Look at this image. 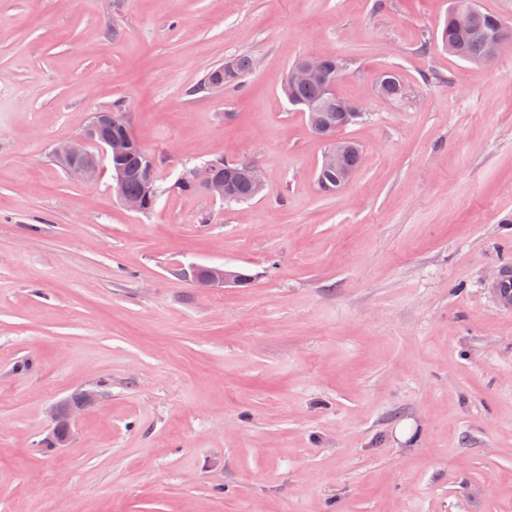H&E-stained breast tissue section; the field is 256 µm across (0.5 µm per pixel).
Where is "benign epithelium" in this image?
Masks as SVG:
<instances>
[{"instance_id": "benign-epithelium-1", "label": "benign epithelium", "mask_w": 512, "mask_h": 512, "mask_svg": "<svg viewBox=\"0 0 512 512\" xmlns=\"http://www.w3.org/2000/svg\"><path fill=\"white\" fill-rule=\"evenodd\" d=\"M486 39L490 43V53L479 62L481 67L497 59L506 45L512 42L497 33L486 34ZM291 77L296 83L321 82L330 90L335 88L333 81L327 78V68L320 57L301 59L295 64ZM136 146L138 142L127 123L120 121L116 114L94 112L82 133L70 141L55 145L51 157L71 178L93 186L101 176L100 162L93 148H99L102 154L110 159ZM355 151L357 148L349 141L337 139L323 157L322 172L325 175L336 173L335 184L338 190L350 181V171L345 166V160ZM144 158L147 161V173L142 175L143 192L136 196L124 191L128 173L120 167L112 168L113 192L127 209L139 213L148 212L149 202L155 200L158 195L156 180L151 176V172L155 170L156 161L147 153L144 154ZM237 173L256 187L264 184L263 168L253 161L241 162ZM201 179L200 167L186 168L177 177L175 185L184 186L188 183L194 185ZM203 191L213 198L224 200L231 193V188L224 184V177L212 175L204 180ZM186 275L203 288H224L230 284L236 285L243 279V274L237 271L212 266H192ZM78 396V406L73 407L70 401L66 400L50 410V434L53 443L58 446L65 447L70 443L76 412L94 406L99 394L94 389H83L78 392Z\"/></svg>"}]
</instances>
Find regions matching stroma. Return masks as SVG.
Wrapping results in <instances>:
<instances>
[{"label":"stroma","mask_w":512,"mask_h":512,"mask_svg":"<svg viewBox=\"0 0 512 512\" xmlns=\"http://www.w3.org/2000/svg\"><path fill=\"white\" fill-rule=\"evenodd\" d=\"M449 3L0 0V512H512V52L449 54ZM239 55L241 87L199 91ZM327 55L365 108L332 194L282 93ZM117 106L157 160L146 214L50 158ZM218 158L261 194L173 190ZM232 162L235 161H224V172H222L224 177L226 173L233 174L235 172L228 165ZM237 173L246 178L251 184L240 176H236L232 184L231 198L226 199L231 193V188L230 185L224 184L223 176H209L203 183V191L213 198L226 199L224 200L225 203L248 202L259 195L261 191H258L254 186L261 187L264 184L263 168L253 161L246 160L240 163ZM185 274L203 288H224L241 283L243 274L226 270L224 267L191 266ZM78 406L73 407L71 402L76 401L75 394L70 400L52 407L49 414L50 434L55 445L65 447L72 438V428L76 412L91 408L98 401L99 394L94 389H83L78 392Z\"/></svg>","instance_id":"35a3bbf8"}]
</instances>
